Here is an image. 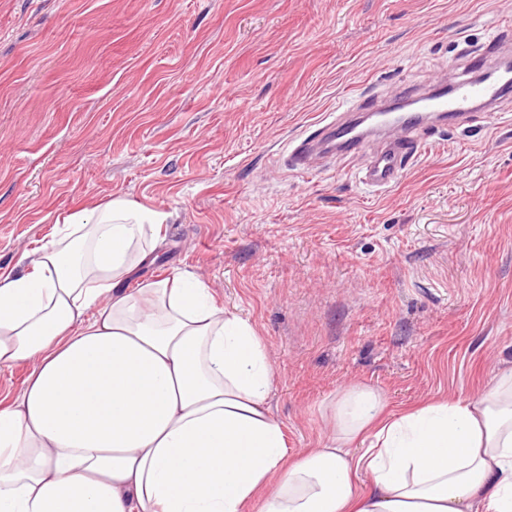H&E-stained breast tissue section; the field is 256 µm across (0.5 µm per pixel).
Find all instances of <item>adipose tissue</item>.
<instances>
[{"instance_id": "adipose-tissue-1", "label": "adipose tissue", "mask_w": 512, "mask_h": 512, "mask_svg": "<svg viewBox=\"0 0 512 512\" xmlns=\"http://www.w3.org/2000/svg\"><path fill=\"white\" fill-rule=\"evenodd\" d=\"M167 218L117 197L0 273V366L38 362L0 407V512H512V370L395 416L346 388L288 460L254 326L193 277L127 285Z\"/></svg>"}]
</instances>
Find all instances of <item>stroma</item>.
<instances>
[{"label": "stroma", "mask_w": 512, "mask_h": 512, "mask_svg": "<svg viewBox=\"0 0 512 512\" xmlns=\"http://www.w3.org/2000/svg\"><path fill=\"white\" fill-rule=\"evenodd\" d=\"M492 41L512 0H0V268L111 198L166 211L135 281L192 275L251 322L292 458L349 386L390 414L478 393L512 368V104L383 191L362 153L275 160Z\"/></svg>", "instance_id": "35a3bbf8"}]
</instances>
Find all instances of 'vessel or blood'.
<instances>
[{"label": "vessel or blood", "instance_id": "obj_1", "mask_svg": "<svg viewBox=\"0 0 512 512\" xmlns=\"http://www.w3.org/2000/svg\"><path fill=\"white\" fill-rule=\"evenodd\" d=\"M400 97L420 100L421 111L406 112L397 119L388 116L369 126L348 112L336 113L321 120L317 135L291 141L279 154V164L307 172L318 157L351 155L378 139L382 145L372 151L363 180L377 190L389 188L398 181L405 159L418 155L425 126L464 124L476 113L498 111L512 99V75L492 71L485 80L474 82L463 74L453 84L442 78L428 92L418 95L406 88Z\"/></svg>", "mask_w": 512, "mask_h": 512}]
</instances>
